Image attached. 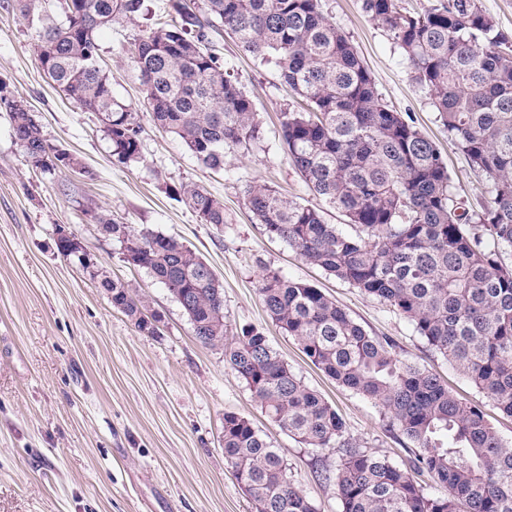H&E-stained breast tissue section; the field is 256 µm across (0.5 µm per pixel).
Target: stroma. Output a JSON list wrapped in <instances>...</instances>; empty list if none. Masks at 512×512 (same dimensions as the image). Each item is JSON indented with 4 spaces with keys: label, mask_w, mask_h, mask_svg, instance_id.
<instances>
[{
    "label": "stroma",
    "mask_w": 512,
    "mask_h": 512,
    "mask_svg": "<svg viewBox=\"0 0 512 512\" xmlns=\"http://www.w3.org/2000/svg\"><path fill=\"white\" fill-rule=\"evenodd\" d=\"M322 5L351 37L384 101L438 145L455 192L467 208L480 209L489 196L487 178L449 141L404 55L369 20L362 0ZM169 11L170 0H145L134 23L98 36L112 94L143 127L140 160L124 164L97 115L66 99L43 71L38 21L23 18L13 0H0V95L35 112L45 139L83 164L51 173L27 166L9 115L0 110V512H254L224 462L228 411L248 416L284 449L292 478L318 512L340 510L336 487L324 478L335 469L336 454L301 447L270 422L225 367L223 347L201 344L167 288L125 262L119 244L86 214L90 202L117 223L150 227L195 251L224 286L228 336L249 326L263 331L336 409L363 451L399 463L405 439L387 430L377 406L325 376L271 322L257 292L264 269L315 285L370 334L390 337L400 357L435 374L459 399L480 405L512 444V417L430 349L407 319L303 263L253 223L241 194L248 181L325 209L329 223L355 232L287 163L281 118L294 95L273 65L245 54L224 30L213 32L216 54L252 99L261 126L260 143L228 154L223 170L204 168L173 133L151 124L127 48L139 30L168 20ZM189 182L223 199L228 224L200 223L176 193ZM62 230L82 241L110 279L136 289L160 314L157 335L140 334L98 280L59 252Z\"/></svg>",
    "instance_id": "obj_1"
}]
</instances>
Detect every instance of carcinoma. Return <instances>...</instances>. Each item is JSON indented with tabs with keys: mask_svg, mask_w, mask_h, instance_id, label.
<instances>
[{
	"mask_svg": "<svg viewBox=\"0 0 512 512\" xmlns=\"http://www.w3.org/2000/svg\"><path fill=\"white\" fill-rule=\"evenodd\" d=\"M44 0H15L22 17L42 22L38 57L60 91L87 112L112 116L106 132L122 163L141 156L142 126L112 95L97 64L98 35L136 20L143 0H66L60 22ZM406 57L448 139L486 174L490 199L461 206L438 146L390 108L349 36L320 0H205V14L176 16L130 43L129 55L155 127L177 136L204 167L224 169L227 154L259 140L253 103L209 48L218 22L244 51L276 67L303 105L283 113L289 166L355 226L326 222L324 211L249 182L243 200L265 233L309 265L373 296L411 322L436 353L504 414L512 416V38L482 0H435L409 10L399 0H363ZM75 26V41L59 29ZM27 164L43 172L83 169L43 137L37 115L0 97ZM181 201L203 224L227 223L224 200L186 183ZM93 221L120 245L126 262L146 270L183 308L204 345H224L225 367L268 419L304 448L334 451L340 512H512V447L480 406L454 396L429 371L399 357L392 340L371 336L309 283L266 269L259 294L270 319L302 353L346 390L378 406L391 431L409 442V465L368 454L320 393L308 387L253 327L224 344V288L191 248L149 227L118 224L104 210ZM112 306L138 332L155 335L160 316L129 286L97 272ZM224 462L255 512H317L291 479L284 451L246 416L224 414ZM430 475L436 489L417 480Z\"/></svg>",
	"mask_w": 512,
	"mask_h": 512,
	"instance_id": "1",
	"label": "carcinoma"
}]
</instances>
